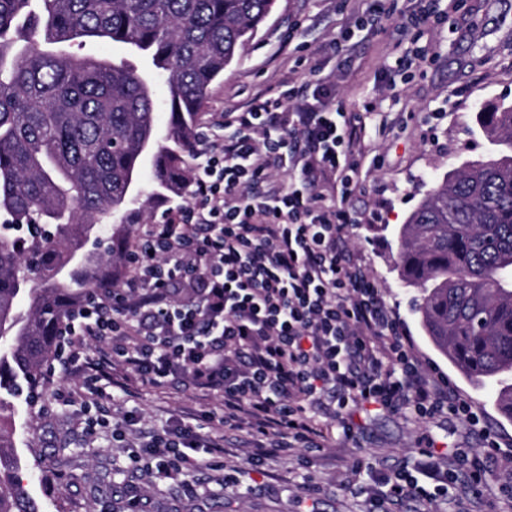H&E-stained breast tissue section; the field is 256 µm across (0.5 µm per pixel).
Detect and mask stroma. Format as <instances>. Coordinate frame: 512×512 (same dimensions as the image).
Here are the masks:
<instances>
[{
    "instance_id": "35a3bbf8",
    "label": "stroma",
    "mask_w": 512,
    "mask_h": 512,
    "mask_svg": "<svg viewBox=\"0 0 512 512\" xmlns=\"http://www.w3.org/2000/svg\"><path fill=\"white\" fill-rule=\"evenodd\" d=\"M366 6V0H275L270 16L213 83L201 127L217 132L225 112L305 83L314 67L341 111L363 114L368 153L361 160L364 181L351 201L358 222L349 228L348 246L405 321L422 372L445 376L480 413V427L444 414L424 419L405 410L354 408L347 415L356 439L340 436L310 454L272 453L263 473L240 474L238 486L225 487L212 470L160 479L153 460L130 461L111 427L88 431L79 396L85 364L111 341L87 339L82 362L53 366L40 396L20 404L15 418L19 476L43 512H130L135 498L143 512H294L307 484L316 512H372L370 499L358 491L362 471L385 474L413 465L426 449L446 462L481 455L488 434L500 449L479 496L440 495L409 503L405 512H512V419L498 411L493 389L471 386L433 347L413 309L418 291L402 281L399 263L401 227L426 192L451 166L492 151L478 114L488 104H512V0H434L435 21L425 30L411 31L400 43L387 33L358 31L352 49L337 53V32ZM101 388L105 414L135 412L145 431L222 405L219 395L176 386L142 387L123 401L113 400L110 383Z\"/></svg>"
}]
</instances>
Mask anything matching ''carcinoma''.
I'll return each instance as SVG.
<instances>
[{
  "instance_id": "1",
  "label": "carcinoma",
  "mask_w": 512,
  "mask_h": 512,
  "mask_svg": "<svg viewBox=\"0 0 512 512\" xmlns=\"http://www.w3.org/2000/svg\"><path fill=\"white\" fill-rule=\"evenodd\" d=\"M275 0H0V512H41L18 477V404L33 399L60 332L88 290L119 286L128 224L99 252L102 220L138 201L132 182L156 141L153 89L125 59L71 51L134 48L166 75L174 146L153 156L151 197L188 195L199 112L212 83ZM494 157L462 164L401 228L405 281L434 347L512 419V106L479 113ZM73 50L79 53H94L97 56L107 57L110 59H112L113 53V56L116 59L124 57L139 63L138 58L135 56V54L128 52L127 49L122 48L120 46H116L112 50V44L104 42H87L86 45L80 49H78L77 46H74Z\"/></svg>"
}]
</instances>
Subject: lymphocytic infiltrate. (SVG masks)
Returning a JSON list of instances; mask_svg holds the SVG:
<instances>
[{"label":"lymphocytic infiltrate","instance_id":"1","mask_svg":"<svg viewBox=\"0 0 512 512\" xmlns=\"http://www.w3.org/2000/svg\"><path fill=\"white\" fill-rule=\"evenodd\" d=\"M364 131L320 83L225 113L223 137L195 157L188 203L146 225L124 285L94 294L65 324L68 336L112 339L90 366L91 397L106 373L126 392L142 383L217 393L221 424L249 431L256 471L268 452L325 447L331 423L352 437L342 416L351 406L477 426L446 379H424L381 286L343 247ZM276 172L285 180L272 182ZM222 449L185 423L127 447L171 479L210 467ZM486 469L477 456L446 469L428 452L373 499L423 501L430 483L475 492Z\"/></svg>","mask_w":512,"mask_h":512}]
</instances>
